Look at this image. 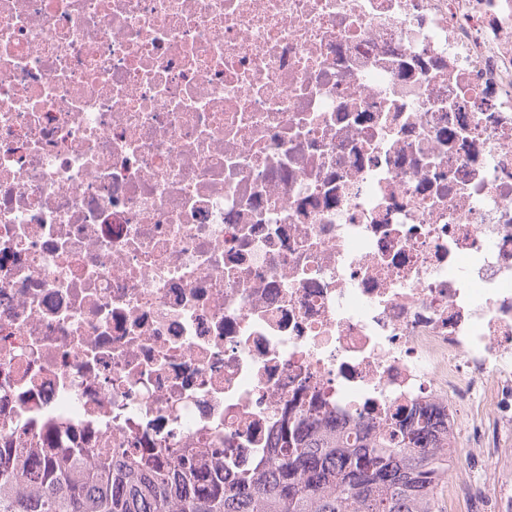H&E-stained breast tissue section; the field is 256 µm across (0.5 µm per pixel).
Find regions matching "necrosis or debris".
Listing matches in <instances>:
<instances>
[{"label":"necrosis or debris","instance_id":"4bbe7bcc","mask_svg":"<svg viewBox=\"0 0 512 512\" xmlns=\"http://www.w3.org/2000/svg\"><path fill=\"white\" fill-rule=\"evenodd\" d=\"M397 400L512 512V0H0V447Z\"/></svg>","mask_w":512,"mask_h":512}]
</instances>
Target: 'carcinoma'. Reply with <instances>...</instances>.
I'll use <instances>...</instances> for the list:
<instances>
[{"mask_svg": "<svg viewBox=\"0 0 512 512\" xmlns=\"http://www.w3.org/2000/svg\"><path fill=\"white\" fill-rule=\"evenodd\" d=\"M311 425L305 413L288 418L278 457L255 470L180 448H109L89 467L80 448L42 464L0 448V512H438L451 455L429 446L414 409L394 404L371 432Z\"/></svg>", "mask_w": 512, "mask_h": 512, "instance_id": "1", "label": "carcinoma"}]
</instances>
